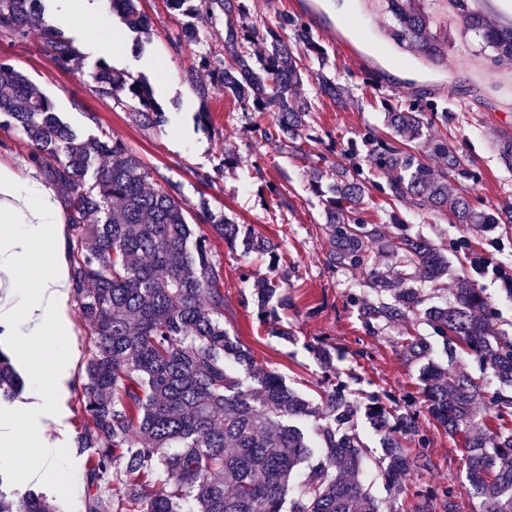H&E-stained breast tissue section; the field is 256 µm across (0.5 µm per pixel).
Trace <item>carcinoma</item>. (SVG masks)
Returning <instances> with one entry per match:
<instances>
[{
  "label": "carcinoma",
  "mask_w": 512,
  "mask_h": 512,
  "mask_svg": "<svg viewBox=\"0 0 512 512\" xmlns=\"http://www.w3.org/2000/svg\"><path fill=\"white\" fill-rule=\"evenodd\" d=\"M453 3L462 26L482 37L502 60H512V26L498 28L472 12L468 0ZM395 36L427 61L444 54L430 29L429 12L415 0H383ZM112 11L133 29L151 27L138 0H110ZM40 0H0V31L28 33ZM292 39L279 27H241V50L219 72L235 100L272 122L266 140L299 148L319 140L311 104L298 94L302 59L323 55L311 29L291 21ZM43 50L57 67L73 62L70 45L44 29ZM267 45L253 62L245 50ZM321 94L341 107L347 90L317 76ZM97 92H119L138 103L136 116L164 121L148 90L101 66ZM390 139L363 138L328 162L317 156L314 187L325 197L328 265L367 269L377 298L356 296L370 335L395 322L426 324L448 353L450 368L429 364L419 376L420 407L406 411L391 399H350L336 374V349L319 339L311 349L321 369L317 402L307 400L272 372L257 366L249 349L224 329L223 267L213 239L240 243L246 252L274 254L277 247L249 224H237L205 207L195 230L181 201L154 187L140 159L110 140L80 138L29 79L0 63V127H15L35 152L54 161L51 178L72 190L71 226L77 250L70 266L79 315L93 334L80 400L84 429L79 447L92 448L87 480L95 493L86 512H393L371 496L361 475L366 445L358 419L383 434L386 473L393 487L427 467L408 444L425 445L419 416L451 436L466 435V494L476 512H512V427L487 425L492 411L512 414V336L496 330L492 303L463 277L453 300L429 305L416 281L443 287L448 261L442 246L404 225L398 205L448 213L454 224L482 229L512 227V204L475 206L463 182L474 178L473 160L448 140L453 111L436 103L379 100ZM502 164L512 169V136L497 140ZM382 182L388 223L367 224L369 205L364 163ZM92 182H87L91 166ZM94 216L97 222L85 220ZM288 272L254 282L257 314L274 325L288 309ZM403 349L424 356L428 342L406 331ZM466 356L499 382L488 392L457 358ZM23 378L0 349V400L23 389ZM155 482L169 492H152ZM0 512H55L42 494L15 497L0 488Z\"/></svg>",
  "instance_id": "1"
}]
</instances>
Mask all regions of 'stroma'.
<instances>
[{"label":"stroma","instance_id":"1","mask_svg":"<svg viewBox=\"0 0 512 512\" xmlns=\"http://www.w3.org/2000/svg\"><path fill=\"white\" fill-rule=\"evenodd\" d=\"M314 2L321 13L305 16L299 0H224L223 7L213 9L200 0L198 8L208 16L198 21V38L190 42L182 36L187 16L171 9L168 0H140L150 30L131 32L115 13H107L116 48L106 58L83 49L97 38V31L64 28L61 37L78 54L74 69L62 70L43 52L41 29L36 26L23 38L0 31V62L21 71L81 138L110 139L139 156L152 182L183 202L191 223H198L205 203L236 223L253 225L277 243L276 263L266 254H247L221 240L215 243L224 267V327L251 349L258 365L289 386L315 395L321 370L309 345L326 338L336 347L340 378L353 392L408 399L419 392L424 362L402 350V326H385L375 336L364 330L350 295H372L367 272L328 268L323 205L311 186L309 157L361 141L369 132L388 137L378 97L445 102L455 108L448 136L471 156L478 174L470 184L471 198L486 206L512 203V171L502 165L496 147L499 136L512 135V61L497 60L492 51L482 49L478 33L463 31L448 15V0H428L426 5L431 31L446 50L444 63L435 67L397 43L381 0H347L350 27L346 30L329 0ZM299 15L325 56L309 59L313 73L299 88L312 103L319 140L292 149L261 139L254 126L256 113L225 94L217 72L230 58L229 29L245 23L259 28L280 23L289 37L293 28L288 21ZM102 61L115 74L147 82L165 113V123L138 122L129 98L96 93L93 73ZM318 72L347 89L345 107L320 94L314 78ZM201 112L207 113L206 121L198 120ZM0 164L22 174L32 167L43 174L48 168L20 130L3 127ZM405 218L410 233L443 245L449 277L472 276L491 298L497 325L512 333V300L501 293L491 275H473L470 266L459 263L467 243L472 251L487 252L494 262L512 265V230L483 237L473 225L449 223L444 215L409 211ZM281 268L290 274V306L281 316L283 325L295 332L290 340L268 333L252 300L253 279ZM69 331L75 357L58 397L63 427L55 438L65 450L62 466L75 490L64 493L56 483L29 480L8 461H0V483L17 497L44 494L58 512H85L90 454L79 450L77 437L84 420L80 396L92 336L75 314ZM423 430L429 466L405 477L398 495L385 478L379 435L364 434L365 485L377 499L394 501L396 512H417L424 498L447 487L460 491L465 480L463 436H449L428 423ZM458 502L460 512H474L476 502L467 494L460 491Z\"/></svg>","mask_w":512,"mask_h":512}]
</instances>
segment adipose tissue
<instances>
[{
  "mask_svg": "<svg viewBox=\"0 0 512 512\" xmlns=\"http://www.w3.org/2000/svg\"><path fill=\"white\" fill-rule=\"evenodd\" d=\"M101 0H58L48 16L51 26L74 24L99 31L95 51L110 52L115 40L104 33ZM64 218L53 188L36 172L20 175L0 165V345L24 355L30 345L42 351L26 364L31 384L41 393L46 411L56 408L57 395L71 368L75 352L70 341L71 283L67 251L62 246ZM29 277L33 288L17 283ZM24 447L20 461L28 475L71 486L54 467L63 451L45 445L39 435L19 440L0 431V446Z\"/></svg>",
  "mask_w": 512,
  "mask_h": 512,
  "instance_id": "obj_1",
  "label": "adipose tissue"
}]
</instances>
